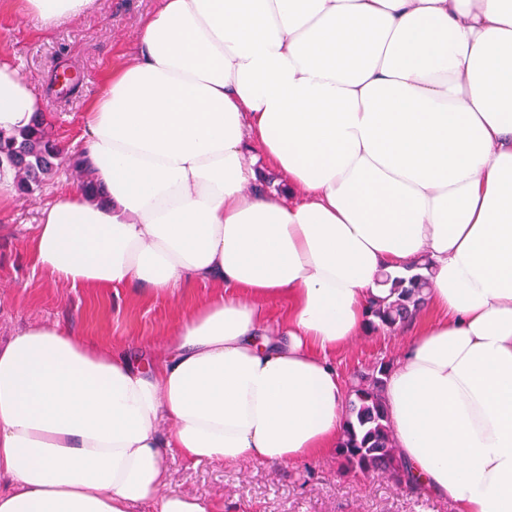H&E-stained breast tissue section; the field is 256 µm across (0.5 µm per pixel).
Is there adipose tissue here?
Returning a JSON list of instances; mask_svg holds the SVG:
<instances>
[{
    "instance_id": "obj_1",
    "label": "adipose tissue",
    "mask_w": 512,
    "mask_h": 512,
    "mask_svg": "<svg viewBox=\"0 0 512 512\" xmlns=\"http://www.w3.org/2000/svg\"><path fill=\"white\" fill-rule=\"evenodd\" d=\"M17 3L49 26L95 0ZM41 110L0 63V130ZM83 122L102 194L44 210L37 267L221 291L141 360L49 323L0 344V512H216L166 492L168 456L338 447L334 357L369 334L381 273L425 260L432 317L386 381L399 452L457 512H512V0H158Z\"/></svg>"
}]
</instances>
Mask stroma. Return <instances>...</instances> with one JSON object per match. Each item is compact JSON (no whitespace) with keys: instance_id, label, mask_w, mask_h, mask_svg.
I'll return each instance as SVG.
<instances>
[{"instance_id":"1","label":"stroma","mask_w":512,"mask_h":512,"mask_svg":"<svg viewBox=\"0 0 512 512\" xmlns=\"http://www.w3.org/2000/svg\"><path fill=\"white\" fill-rule=\"evenodd\" d=\"M157 0H96L86 14L43 28L36 17L0 0V55L30 80L44 103L57 142L79 148L82 114L104 86V76L132 54L139 30ZM67 65L82 78L79 92L52 93L51 78ZM71 159L33 194L0 208V340L32 323H56L85 336L95 347L127 346L139 356L142 344L160 345L176 321L216 294L212 284L190 288L181 302L146 296L139 286L118 290L71 284L36 268L31 243L43 208L64 189L78 188ZM408 328L363 337L337 355L344 378L394 360L409 339ZM169 491L218 499L221 512H450L446 501L400 488L381 472L361 474L344 467L336 453L280 466H190L170 457Z\"/></svg>"}]
</instances>
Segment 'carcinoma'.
<instances>
[{"instance_id":"1","label":"carcinoma","mask_w":512,"mask_h":512,"mask_svg":"<svg viewBox=\"0 0 512 512\" xmlns=\"http://www.w3.org/2000/svg\"><path fill=\"white\" fill-rule=\"evenodd\" d=\"M59 158L57 141L41 121L18 133L0 132V164L5 162L16 170V185L22 195L32 194L52 176ZM382 284L390 285V292L371 309L370 326L374 330L396 331L405 326L421 311L431 287L430 277L420 273L407 279H393L385 273ZM390 366L382 362L353 375L338 454L355 471H382L396 484L414 490L415 479L398 452L386 412Z\"/></svg>"}]
</instances>
